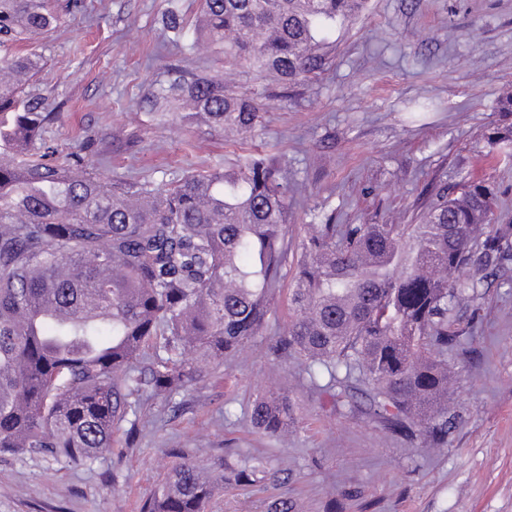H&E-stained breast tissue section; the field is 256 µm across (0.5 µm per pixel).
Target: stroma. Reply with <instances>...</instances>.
<instances>
[{
    "instance_id": "obj_1",
    "label": "stroma",
    "mask_w": 512,
    "mask_h": 512,
    "mask_svg": "<svg viewBox=\"0 0 512 512\" xmlns=\"http://www.w3.org/2000/svg\"><path fill=\"white\" fill-rule=\"evenodd\" d=\"M61 22L40 37L43 64L28 90L58 113L43 139L63 164H89L114 183L165 184L261 154L285 160L292 188L288 239L335 216L411 224L426 182L441 173L497 196L512 225V164L488 140L512 125L498 109L512 92V0H368L322 36L321 74L276 96L277 82L238 68L234 93L268 91L262 126L229 139L157 113L151 102L176 77L220 72L191 45L198 0H61ZM188 25L164 27L169 11ZM294 267H286L268 327L220 370L174 402L143 397L118 422L113 445L88 466L40 454L0 458V512H141L177 454L202 470L261 457L269 476L228 479L208 512H512V269L475 299L473 351L450 396L442 454L389 433L298 379L267 353L290 321ZM288 392L297 424L287 440L257 432L254 401Z\"/></svg>"
}]
</instances>
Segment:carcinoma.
<instances>
[{
    "label": "carcinoma",
    "instance_id": "cac0c4a2",
    "mask_svg": "<svg viewBox=\"0 0 512 512\" xmlns=\"http://www.w3.org/2000/svg\"><path fill=\"white\" fill-rule=\"evenodd\" d=\"M366 3L201 0L196 40L224 55V72L180 76L160 100L193 123L249 133L260 95L229 92L224 75L246 65L301 82L323 65L317 34ZM60 21L53 0H0V74L11 75L0 84V455L91 464L137 414L144 386L170 401L262 334L290 263L293 317L269 355L293 359L338 401L362 387V411L385 428L448 447L456 362L479 321L475 309L462 322L457 307L512 263L493 190L441 177L416 223L311 224L291 252L277 158L250 154L161 189L60 166L41 142L56 115L23 94L41 55L13 51ZM491 145L511 159L512 126ZM295 421L285 392L252 406L266 435L286 439ZM263 472L246 462L232 475ZM222 488L224 459L209 475L181 457L142 512H207Z\"/></svg>",
    "mask_w": 512,
    "mask_h": 512
}]
</instances>
